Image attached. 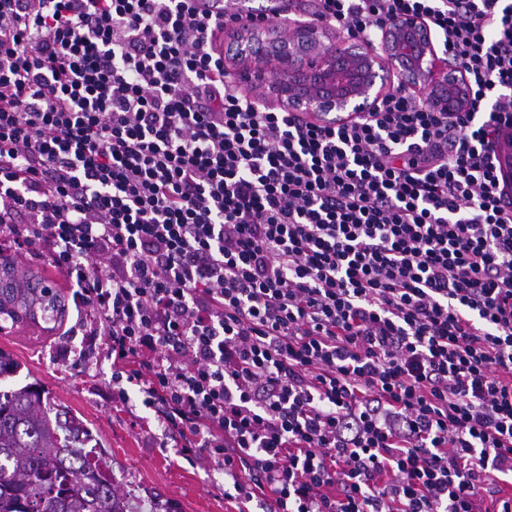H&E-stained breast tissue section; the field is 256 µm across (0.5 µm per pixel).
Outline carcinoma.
<instances>
[{"instance_id": "cac0c4a2", "label": "carcinoma", "mask_w": 512, "mask_h": 512, "mask_svg": "<svg viewBox=\"0 0 512 512\" xmlns=\"http://www.w3.org/2000/svg\"><path fill=\"white\" fill-rule=\"evenodd\" d=\"M62 316L55 288L0 256L3 320ZM80 432L54 411L41 386L0 389V512H128L102 455L80 448Z\"/></svg>"}]
</instances>
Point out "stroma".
I'll return each instance as SVG.
<instances>
[{
  "instance_id": "1",
  "label": "stroma",
  "mask_w": 512,
  "mask_h": 512,
  "mask_svg": "<svg viewBox=\"0 0 512 512\" xmlns=\"http://www.w3.org/2000/svg\"><path fill=\"white\" fill-rule=\"evenodd\" d=\"M18 266L57 288L69 309L55 324L24 322L0 330V351L18 365L12 376L0 378V387L43 385L51 403L102 449L129 512H238L237 502L224 496L222 469L176 455L152 411L141 407L132 415L107 398L111 362L89 372L79 368L70 351L80 347L91 314L71 308L69 279L41 260L23 258Z\"/></svg>"
}]
</instances>
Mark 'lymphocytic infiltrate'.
Masks as SVG:
<instances>
[{
    "label": "lymphocytic infiltrate",
    "mask_w": 512,
    "mask_h": 512,
    "mask_svg": "<svg viewBox=\"0 0 512 512\" xmlns=\"http://www.w3.org/2000/svg\"><path fill=\"white\" fill-rule=\"evenodd\" d=\"M226 2L0 0V249L74 278L77 361L242 504L512 512V0H317L423 18L468 92L342 124L236 91ZM496 166L507 184L512 176V143L510 140L499 139L494 146Z\"/></svg>",
    "instance_id": "obj_1"
}]
</instances>
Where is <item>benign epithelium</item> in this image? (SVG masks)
Masks as SVG:
<instances>
[{"label": "benign epithelium", "mask_w": 512, "mask_h": 512, "mask_svg": "<svg viewBox=\"0 0 512 512\" xmlns=\"http://www.w3.org/2000/svg\"><path fill=\"white\" fill-rule=\"evenodd\" d=\"M327 32L313 24L287 27L271 21L261 29L241 32L236 63L242 69L271 67L272 79L255 86L260 97L283 109L307 112H361L384 97L376 87L378 72L393 68L417 86L429 83L436 59L430 31L417 17L394 21L379 46L358 49L328 46ZM432 101L455 110L461 91L453 77L432 86Z\"/></svg>", "instance_id": "1"}]
</instances>
